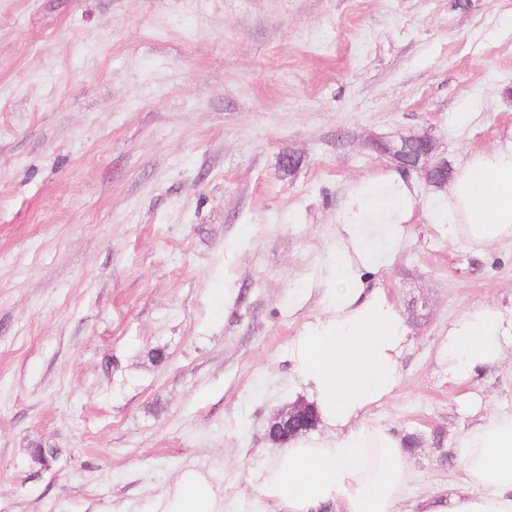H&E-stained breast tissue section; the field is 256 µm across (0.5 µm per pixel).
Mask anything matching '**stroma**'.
<instances>
[{"instance_id": "obj_1", "label": "stroma", "mask_w": 512, "mask_h": 512, "mask_svg": "<svg viewBox=\"0 0 512 512\" xmlns=\"http://www.w3.org/2000/svg\"><path fill=\"white\" fill-rule=\"evenodd\" d=\"M424 132L455 169L512 143V0H0V512H150L188 466L272 512L253 477L341 209L394 168L371 139ZM416 188L375 275L410 344L369 419L419 438L418 495L464 476L437 348L512 305V244L452 242ZM468 387L512 409V354Z\"/></svg>"}]
</instances>
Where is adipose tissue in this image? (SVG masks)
Returning <instances> with one entry per match:
<instances>
[{
  "instance_id": "1",
  "label": "adipose tissue",
  "mask_w": 512,
  "mask_h": 512,
  "mask_svg": "<svg viewBox=\"0 0 512 512\" xmlns=\"http://www.w3.org/2000/svg\"><path fill=\"white\" fill-rule=\"evenodd\" d=\"M416 186L401 174L360 182L347 200L318 285V310L290 344L291 372L325 438L291 439L254 477L259 499L277 512H512V412L491 409L467 390L473 374L497 365L512 345V307L484 302L448 324L437 357L448 381L464 386L459 408L473 416L459 448L465 476L444 490L407 500L403 441L368 416L392 399L410 328L367 271L402 247ZM448 237L482 250L512 241V147L471 153L441 199ZM152 512H224L210 475L183 469Z\"/></svg>"
}]
</instances>
